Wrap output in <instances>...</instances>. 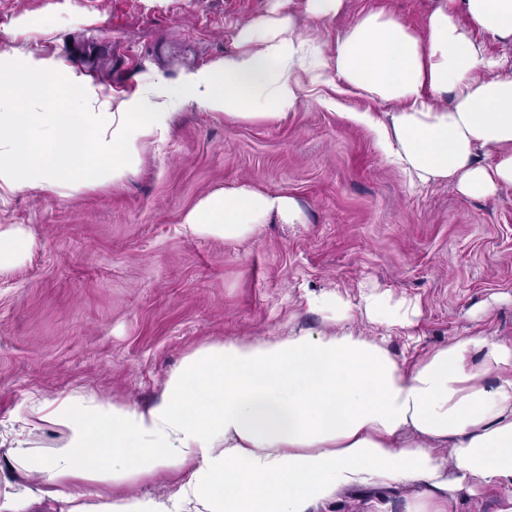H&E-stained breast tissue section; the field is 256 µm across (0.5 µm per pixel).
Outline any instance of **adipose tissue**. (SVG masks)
<instances>
[{"mask_svg":"<svg viewBox=\"0 0 512 512\" xmlns=\"http://www.w3.org/2000/svg\"><path fill=\"white\" fill-rule=\"evenodd\" d=\"M423 34L382 11L360 15L332 49L279 12L240 25L224 57L177 82L157 78L111 102L61 62L0 55V191L51 192L72 181L122 184L145 148L166 140L185 104L276 122L306 91L342 82L387 106L357 113L412 184L454 183L467 197L512 188V62L483 38L512 44V0H442ZM299 220L294 198L242 183L189 210V238L240 241L271 216ZM32 240L0 225V272ZM319 331L202 347L141 408L83 392L31 400L22 417L64 431L51 453L15 432L0 475V512L44 498L58 512H311L338 493L416 483L406 512H453L458 492L512 488V339L457 336L401 363L390 338L355 319L413 327L416 300L371 290L310 297ZM111 474L121 485L170 473L175 494L115 495L89 503L75 478Z\"/></svg>","mask_w":512,"mask_h":512,"instance_id":"adipose-tissue-1","label":"adipose tissue"}]
</instances>
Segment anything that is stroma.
I'll list each match as a JSON object with an SVG mask.
<instances>
[{"label": "stroma", "mask_w": 512, "mask_h": 512, "mask_svg": "<svg viewBox=\"0 0 512 512\" xmlns=\"http://www.w3.org/2000/svg\"><path fill=\"white\" fill-rule=\"evenodd\" d=\"M275 0H0V53L73 64L120 100L156 74L169 81L223 57L238 25ZM437 0H345L324 22L288 10L304 35L334 44L362 13L414 27ZM378 106L343 85L308 94L288 119L234 120L182 107L170 140L119 186L0 192V224L33 239L0 274V420L30 393L84 389L146 407L167 376L229 336L319 330L305 296L371 283L418 298L389 347L413 362L450 337L512 338V188L491 199L454 184L412 185L376 134L354 120ZM249 182L298 202L303 220L270 218L243 242L185 237L184 215L212 192ZM405 486L342 493L315 512H405Z\"/></svg>", "instance_id": "obj_1"}]
</instances>
